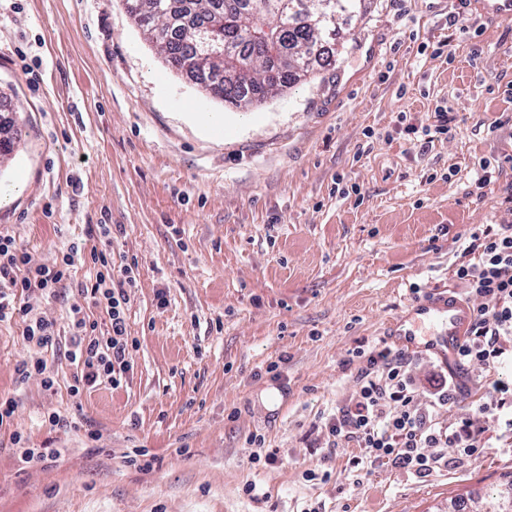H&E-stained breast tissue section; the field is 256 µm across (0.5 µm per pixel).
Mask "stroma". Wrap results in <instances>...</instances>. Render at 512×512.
I'll return each mask as SVG.
<instances>
[{
	"instance_id": "35a3bbf8",
	"label": "stroma",
	"mask_w": 512,
	"mask_h": 512,
	"mask_svg": "<svg viewBox=\"0 0 512 512\" xmlns=\"http://www.w3.org/2000/svg\"><path fill=\"white\" fill-rule=\"evenodd\" d=\"M336 24L331 66L235 109L170 70L124 0H0V96L18 120L0 231L50 264L123 225L138 344L127 384L69 396L68 312L95 274L81 260L58 296L32 300L53 324L56 390L17 383L22 328L0 322V394L18 400L0 425V512H471L512 480V447L356 479L316 441L353 392L350 352L381 340L413 286L455 287L472 233L512 223V18L362 0ZM439 107L456 131L419 145L400 117L433 125ZM53 410L74 428L43 425ZM16 430L63 448L58 465L20 463ZM252 432L277 465L252 463ZM136 448L150 469L127 462ZM309 468L331 477L305 481ZM249 480L266 502L243 494Z\"/></svg>"
}]
</instances>
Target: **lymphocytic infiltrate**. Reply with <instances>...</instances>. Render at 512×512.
<instances>
[{
    "label": "lymphocytic infiltrate",
    "instance_id": "lymphocytic-infiltrate-1",
    "mask_svg": "<svg viewBox=\"0 0 512 512\" xmlns=\"http://www.w3.org/2000/svg\"><path fill=\"white\" fill-rule=\"evenodd\" d=\"M101 234L100 247L90 252L95 277L80 293L88 304L105 308L109 325L98 332L81 307L72 309L74 334L67 355L76 367L68 387L74 398L102 384L123 385L132 369L130 351L137 345L126 323L136 283L133 267L115 264L112 226L103 225ZM464 253L467 260L453 275L474 304V322L459 360L464 366H483L491 376L486 389L473 396L466 414L450 422L444 415L469 392L467 385L441 368L421 375L420 357L387 346L356 348L352 355L363 365L354 378L355 390L321 426L327 449H353L351 472L391 464L426 477L447 466L446 449H457L464 462L492 442H512V380L497 375L503 365H512V224L472 235ZM73 265L70 251L51 265L35 262L15 237L0 233V322L22 323V339L31 349L15 368L19 382L36 379L48 390L57 383L42 355L53 344V325L27 299L54 295L70 279Z\"/></svg>",
    "mask_w": 512,
    "mask_h": 512
}]
</instances>
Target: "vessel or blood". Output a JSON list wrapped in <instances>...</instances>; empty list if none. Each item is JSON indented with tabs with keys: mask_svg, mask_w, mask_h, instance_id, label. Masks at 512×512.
<instances>
[{
	"mask_svg": "<svg viewBox=\"0 0 512 512\" xmlns=\"http://www.w3.org/2000/svg\"><path fill=\"white\" fill-rule=\"evenodd\" d=\"M469 3L488 20L512 16V0H469ZM472 317V308L466 301L435 288L427 296L413 300L406 312L389 322L384 334L400 348L450 366L455 362Z\"/></svg>",
	"mask_w": 512,
	"mask_h": 512,
	"instance_id": "b4317fda",
	"label": "vessel or blood"
}]
</instances>
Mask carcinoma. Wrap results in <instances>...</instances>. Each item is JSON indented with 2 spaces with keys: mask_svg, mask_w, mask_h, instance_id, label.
Returning a JSON list of instances; mask_svg holds the SVG:
<instances>
[{
  "mask_svg": "<svg viewBox=\"0 0 512 512\" xmlns=\"http://www.w3.org/2000/svg\"><path fill=\"white\" fill-rule=\"evenodd\" d=\"M260 0H126L146 38L160 45L168 67L204 84L213 98L237 108L263 105L312 73L311 61L336 41L337 28L318 21L322 0L282 25L266 18ZM11 122L0 123V165L15 147ZM512 512L497 493L473 512Z\"/></svg>",
  "mask_w": 512,
  "mask_h": 512,
  "instance_id": "1",
  "label": "carcinoma"
}]
</instances>
